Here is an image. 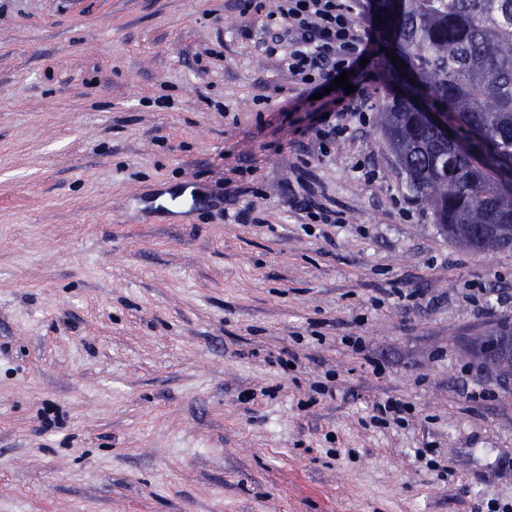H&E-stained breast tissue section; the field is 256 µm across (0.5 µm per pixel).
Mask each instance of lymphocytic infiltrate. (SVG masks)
Instances as JSON below:
<instances>
[{
	"mask_svg": "<svg viewBox=\"0 0 512 512\" xmlns=\"http://www.w3.org/2000/svg\"><path fill=\"white\" fill-rule=\"evenodd\" d=\"M359 8L360 0H279L267 15L273 34L266 51L278 55L304 91L332 86L336 75L368 55Z\"/></svg>",
	"mask_w": 512,
	"mask_h": 512,
	"instance_id": "1",
	"label": "lymphocytic infiltrate"
}]
</instances>
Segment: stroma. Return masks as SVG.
<instances>
[{
	"label": "stroma",
	"mask_w": 512,
	"mask_h": 512,
	"mask_svg": "<svg viewBox=\"0 0 512 512\" xmlns=\"http://www.w3.org/2000/svg\"><path fill=\"white\" fill-rule=\"evenodd\" d=\"M263 18L0 0V512H512L471 345L512 251L441 233L374 111L320 145Z\"/></svg>",
	"instance_id": "1"
}]
</instances>
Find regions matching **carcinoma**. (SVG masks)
<instances>
[{
	"instance_id": "carcinoma-1",
	"label": "carcinoma",
	"mask_w": 512,
	"mask_h": 512,
	"mask_svg": "<svg viewBox=\"0 0 512 512\" xmlns=\"http://www.w3.org/2000/svg\"><path fill=\"white\" fill-rule=\"evenodd\" d=\"M376 29L406 68L378 128L448 240L512 250V0H378ZM446 112L461 149L425 113ZM512 341L504 322L478 346Z\"/></svg>"
}]
</instances>
